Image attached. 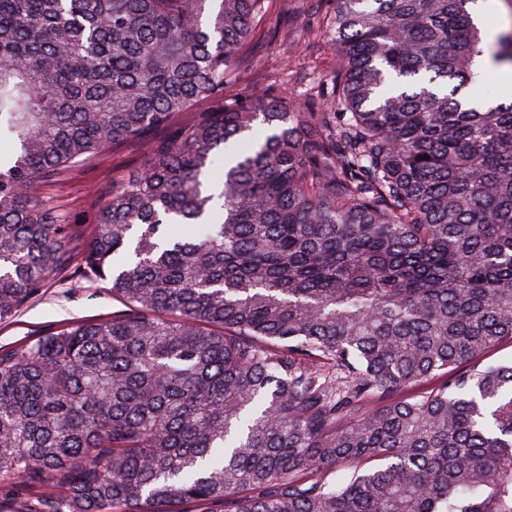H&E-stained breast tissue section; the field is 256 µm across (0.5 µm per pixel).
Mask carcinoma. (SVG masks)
<instances>
[{
  "label": "carcinoma",
  "instance_id": "carcinoma-1",
  "mask_svg": "<svg viewBox=\"0 0 512 512\" xmlns=\"http://www.w3.org/2000/svg\"><path fill=\"white\" fill-rule=\"evenodd\" d=\"M272 2L0 0V320L72 259L40 183L152 136L79 254L128 312L0 354V484L40 512H512V362L483 363L512 339V99L473 72L512 30L316 0L325 101L227 100Z\"/></svg>",
  "mask_w": 512,
  "mask_h": 512
}]
</instances>
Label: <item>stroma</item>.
I'll return each mask as SVG.
<instances>
[{"label": "stroma", "mask_w": 512, "mask_h": 512, "mask_svg": "<svg viewBox=\"0 0 512 512\" xmlns=\"http://www.w3.org/2000/svg\"><path fill=\"white\" fill-rule=\"evenodd\" d=\"M278 7L271 21L272 42L250 50L229 88L230 94L247 97L270 87L277 94L301 101L325 84L336 56L320 32L313 0H280ZM147 157L145 141L135 140L70 169L62 180L43 184L40 192L45 203L76 232L68 243L70 251L80 252L92 233L105 191L141 169ZM125 310L124 302L113 296L107 283L85 280L78 260H71L36 297L0 322V352L32 343L66 324L108 319Z\"/></svg>", "instance_id": "35a3bbf8"}]
</instances>
